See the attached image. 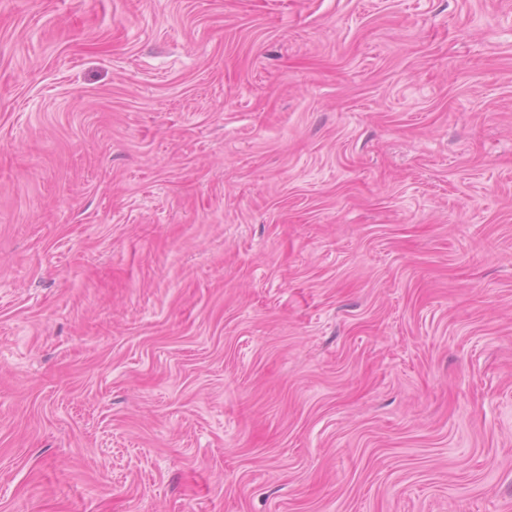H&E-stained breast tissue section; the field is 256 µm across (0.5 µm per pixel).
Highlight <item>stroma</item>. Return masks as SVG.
<instances>
[{
	"mask_svg": "<svg viewBox=\"0 0 512 512\" xmlns=\"http://www.w3.org/2000/svg\"><path fill=\"white\" fill-rule=\"evenodd\" d=\"M0 512H512V0H0Z\"/></svg>",
	"mask_w": 512,
	"mask_h": 512,
	"instance_id": "35a3bbf8",
	"label": "stroma"
}]
</instances>
